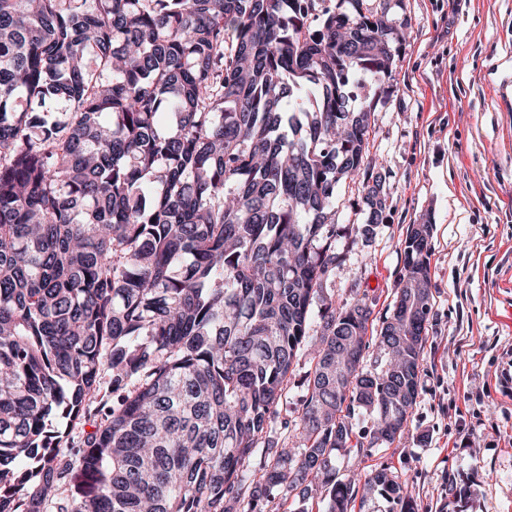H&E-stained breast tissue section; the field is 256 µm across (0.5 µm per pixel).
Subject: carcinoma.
Listing matches in <instances>:
<instances>
[{
	"label": "carcinoma",
	"instance_id": "carcinoma-1",
	"mask_svg": "<svg viewBox=\"0 0 512 512\" xmlns=\"http://www.w3.org/2000/svg\"><path fill=\"white\" fill-rule=\"evenodd\" d=\"M322 2L0 0V512H416L355 461L413 418L432 225L379 334L327 288L386 208L377 175L336 227L375 112L345 87L399 35ZM363 175L348 179L336 188V224H361L363 215L360 213L363 195Z\"/></svg>",
	"mask_w": 512,
	"mask_h": 512
}]
</instances>
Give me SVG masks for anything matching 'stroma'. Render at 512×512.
Returning a JSON list of instances; mask_svg holds the SVG:
<instances>
[{"label": "stroma", "instance_id": "35a3bbf8", "mask_svg": "<svg viewBox=\"0 0 512 512\" xmlns=\"http://www.w3.org/2000/svg\"><path fill=\"white\" fill-rule=\"evenodd\" d=\"M401 32L392 72L356 75L375 103L370 155L386 219L327 286L365 295L380 324L408 225L432 227L434 307L408 431L391 465L417 512H512V0H374ZM471 479L458 507L452 486Z\"/></svg>", "mask_w": 512, "mask_h": 512}]
</instances>
